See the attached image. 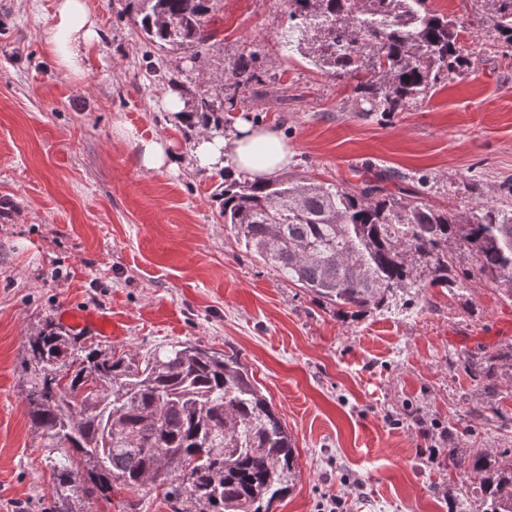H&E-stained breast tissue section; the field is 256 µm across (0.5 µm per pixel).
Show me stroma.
<instances>
[{"mask_svg": "<svg viewBox=\"0 0 512 512\" xmlns=\"http://www.w3.org/2000/svg\"><path fill=\"white\" fill-rule=\"evenodd\" d=\"M128 2L88 0L100 40L75 81L39 39L55 0H0V512L54 507L21 363L29 336L67 307L122 322L108 342L119 352L176 341L237 351L298 452L275 512H315L326 495L347 512H482L446 452L512 450V378L499 375L489 395L467 363L512 343V300L472 275L466 252L464 288L337 317L236 241L214 197L223 170L196 165V131L158 101L162 75L178 71L190 90L222 93L252 51L264 98L241 92L233 117L280 130L295 153L289 173L340 181L371 166L440 209L504 204L512 55L483 0H429L463 24L475 65L391 113L354 111L351 83L280 45L284 0H223L217 41L196 62L146 45ZM156 138L180 154L177 169L141 166V140Z\"/></svg>", "mask_w": 512, "mask_h": 512, "instance_id": "35a3bbf8", "label": "stroma"}]
</instances>
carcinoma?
<instances>
[{
  "label": "carcinoma",
  "mask_w": 512,
  "mask_h": 512,
  "mask_svg": "<svg viewBox=\"0 0 512 512\" xmlns=\"http://www.w3.org/2000/svg\"><path fill=\"white\" fill-rule=\"evenodd\" d=\"M495 37L512 50V0H483ZM279 38L328 76L353 83L357 112H401L466 74L461 26L428 0H285ZM151 46L194 61L215 41L221 0H130ZM224 97L191 94L186 125L224 127L242 87L261 83L252 54L230 71ZM395 173L355 183L282 175L268 181L224 167L220 214L236 241L281 279L336 314L360 319L419 296L459 288L448 248L469 250L475 270L512 299V207L482 202L461 215L425 203ZM28 416L49 448L54 512H84L114 489L162 495L172 512H273L293 487V439L239 354L171 342L143 355L86 344L47 320L28 339ZM507 350L469 362L495 389ZM448 467L476 475L484 512H512V460L489 451Z\"/></svg>",
  "instance_id": "carcinoma-1"
}]
</instances>
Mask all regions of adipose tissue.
I'll return each mask as SVG.
<instances>
[{"label": "adipose tissue", "mask_w": 512, "mask_h": 512, "mask_svg": "<svg viewBox=\"0 0 512 512\" xmlns=\"http://www.w3.org/2000/svg\"><path fill=\"white\" fill-rule=\"evenodd\" d=\"M40 40L57 67L71 79H81L99 41L98 19L87 0H56ZM195 154L203 166L220 167L229 161L237 171L264 180L287 171L292 157L279 130L247 120L238 122L231 137L201 136Z\"/></svg>", "instance_id": "ef3b65f1"}]
</instances>
